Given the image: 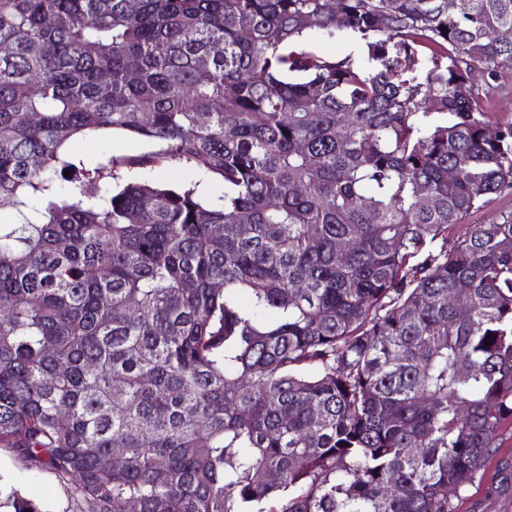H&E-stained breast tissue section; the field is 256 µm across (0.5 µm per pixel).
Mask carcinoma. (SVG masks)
Listing matches in <instances>:
<instances>
[{
  "label": "carcinoma",
  "instance_id": "1",
  "mask_svg": "<svg viewBox=\"0 0 512 512\" xmlns=\"http://www.w3.org/2000/svg\"><path fill=\"white\" fill-rule=\"evenodd\" d=\"M503 67L512 0H0V448L74 512H459L512 427V210L456 231ZM307 45L317 52L328 56L345 57L351 55L355 58H359L362 55L360 43L347 35L332 41H324L317 37H310L307 41ZM71 150L91 168L104 162L112 153L140 154L148 150L146 144L112 130L98 131L76 139ZM155 183L178 186L197 183L199 194L207 201H217L224 195V187L214 181H207L186 168H155L140 175Z\"/></svg>",
  "mask_w": 512,
  "mask_h": 512
}]
</instances>
